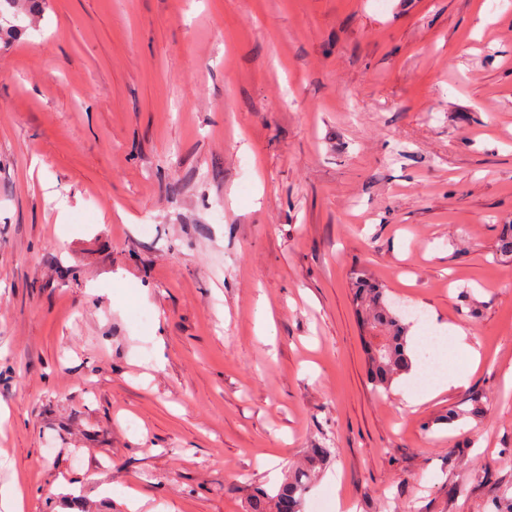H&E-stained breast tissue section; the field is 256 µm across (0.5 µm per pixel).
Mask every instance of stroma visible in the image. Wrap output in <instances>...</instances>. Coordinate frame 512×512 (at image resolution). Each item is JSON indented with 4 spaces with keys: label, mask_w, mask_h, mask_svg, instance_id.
I'll return each mask as SVG.
<instances>
[{
    "label": "stroma",
    "mask_w": 512,
    "mask_h": 512,
    "mask_svg": "<svg viewBox=\"0 0 512 512\" xmlns=\"http://www.w3.org/2000/svg\"><path fill=\"white\" fill-rule=\"evenodd\" d=\"M17 23L0 485L22 512H129L132 489L247 512L311 448L332 456L304 512H512V0H42ZM357 270L415 364L456 367L430 326H468L467 385L373 391Z\"/></svg>",
    "instance_id": "obj_1"
}]
</instances>
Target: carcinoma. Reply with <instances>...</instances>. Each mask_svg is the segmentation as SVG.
<instances>
[{
  "label": "carcinoma",
  "instance_id": "1",
  "mask_svg": "<svg viewBox=\"0 0 512 512\" xmlns=\"http://www.w3.org/2000/svg\"><path fill=\"white\" fill-rule=\"evenodd\" d=\"M496 252L504 261H512V224L503 226ZM352 289L353 301L364 325L370 335L382 339L380 348L367 349L369 383L374 391L386 392L397 378L408 373L412 367L407 326L393 311L391 299L381 285L358 272L353 278ZM470 402L471 408L468 410L457 407L448 409V424L466 416L479 415V396L471 397ZM328 455L330 451L327 448L312 449L306 468L290 471L285 481L271 491H254L249 501V512H302L303 497L308 491L311 474L326 462Z\"/></svg>",
  "mask_w": 512,
  "mask_h": 512
}]
</instances>
